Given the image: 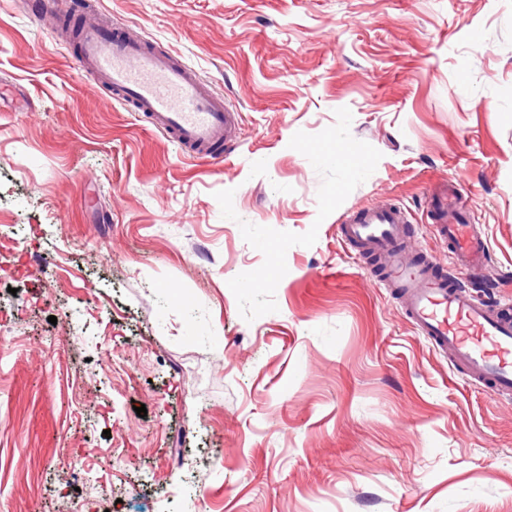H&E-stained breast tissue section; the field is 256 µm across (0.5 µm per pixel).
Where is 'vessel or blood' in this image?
Here are the masks:
<instances>
[{"mask_svg": "<svg viewBox=\"0 0 512 512\" xmlns=\"http://www.w3.org/2000/svg\"><path fill=\"white\" fill-rule=\"evenodd\" d=\"M111 89L113 97L171 135L190 156L221 162L240 119L222 94L212 91L185 61L152 50L131 30L87 25L78 59ZM464 185L427 189V216L439 238L452 247V260L438 268L423 250H412L405 207L391 203L347 213L340 239L365 258L381 256L386 288L411 324L470 384L512 396V305L492 304L473 295L469 277L487 262L489 241L472 225L449 223L448 212Z\"/></svg>", "mask_w": 512, "mask_h": 512, "instance_id": "1", "label": "vessel or blood"}]
</instances>
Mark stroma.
I'll return each instance as SVG.
<instances>
[{"label": "stroma", "instance_id": "stroma-1", "mask_svg": "<svg viewBox=\"0 0 512 512\" xmlns=\"http://www.w3.org/2000/svg\"><path fill=\"white\" fill-rule=\"evenodd\" d=\"M86 3L240 130L196 161L0 0V504L512 512V397L457 374L336 230L395 201L448 264L423 189L463 182L492 244L473 287L512 298V0Z\"/></svg>", "mask_w": 512, "mask_h": 512}]
</instances>
